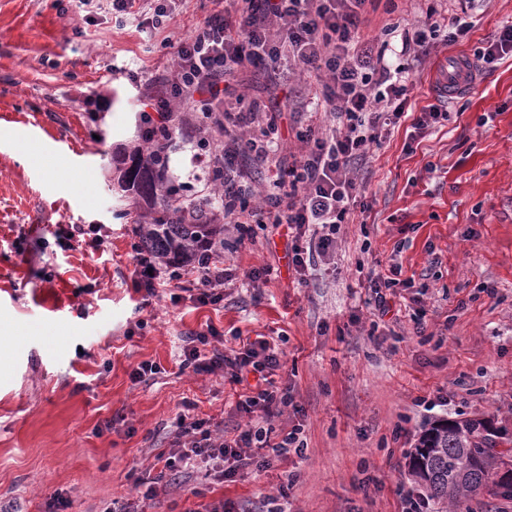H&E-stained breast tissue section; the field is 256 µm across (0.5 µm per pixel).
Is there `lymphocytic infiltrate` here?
Masks as SVG:
<instances>
[{"label":"lymphocytic infiltrate","mask_w":512,"mask_h":512,"mask_svg":"<svg viewBox=\"0 0 512 512\" xmlns=\"http://www.w3.org/2000/svg\"><path fill=\"white\" fill-rule=\"evenodd\" d=\"M214 2L217 11L192 34L172 41L169 74L145 85L141 141L147 150H159L164 133L179 128L184 109L202 113L194 137L196 160L209 178L201 196L206 210L221 213L242 242L251 240L257 224L286 229L300 277L315 268L330 270L341 226L360 194L353 166L379 144L383 130L399 122L415 77L405 65H388L375 40L362 35L369 0ZM469 29V22L430 6L423 20L403 30L402 51L418 59L427 55L436 33L446 32L447 42L454 43ZM284 64L314 77L317 84L311 99L295 103V111L312 107L340 121L336 128L309 125L299 130V156L289 166L280 160L284 142L276 113L227 105L232 94L227 77L235 69ZM244 155L254 165L247 174L238 168ZM133 275L136 291L145 298L174 283L188 300L204 306L223 302L224 284L232 278L208 256L180 273L140 252ZM222 341V333L211 325L190 333L183 339L181 364L196 374L226 375L232 383L246 385L237 408L250 422L227 439L213 419L181 414L172 446L156 456L159 477L133 480L143 499L157 498L160 477L199 464L232 479L269 466L272 458L302 452L297 431L274 443L264 427L293 403L291 387L275 379L282 367L278 350L261 337L231 352L222 349Z\"/></svg>","instance_id":"f902f5d3"}]
</instances>
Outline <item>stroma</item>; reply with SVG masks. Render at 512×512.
Returning a JSON list of instances; mask_svg holds the SVG:
<instances>
[{
    "label": "stroma",
    "instance_id": "obj_1",
    "mask_svg": "<svg viewBox=\"0 0 512 512\" xmlns=\"http://www.w3.org/2000/svg\"><path fill=\"white\" fill-rule=\"evenodd\" d=\"M426 8L375 0L363 34L390 17L417 22ZM471 15L465 37L434 42L413 63L411 111L432 103L443 62L512 24V0H476ZM143 21H116L108 0H0V333L13 341L0 354V512H47L58 492L66 512L135 499L129 470L148 473L170 448L186 403L226 432L244 425L242 386L180 365L185 334L209 324L226 347L262 336L283 351L294 400L270 421L271 438L297 427L306 449L233 482L191 472L138 512H190L195 487L235 512L280 497L290 512H399L425 427L483 416L512 433V57L450 100L435 132L412 138L403 118L358 160L363 202L341 227L335 277L301 283L285 236L260 229L240 244L228 227L225 266L269 265L277 277L258 291L227 285L217 306L172 303L166 288L146 303L131 277L139 205L117 181L124 151L141 143L127 77L166 74L173 51ZM233 83L272 108L315 91L279 70ZM26 143L41 161L22 160ZM196 151L190 127L173 132L169 174L188 199L205 179ZM72 224L101 225L103 246L53 245ZM394 264L413 285L380 317L367 273ZM141 362L158 371L136 384L129 372Z\"/></svg>",
    "mask_w": 512,
    "mask_h": 512
}]
</instances>
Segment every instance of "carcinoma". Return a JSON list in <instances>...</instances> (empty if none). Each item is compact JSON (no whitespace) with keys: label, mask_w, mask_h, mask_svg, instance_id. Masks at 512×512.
Listing matches in <instances>:
<instances>
[{"label":"carcinoma","mask_w":512,"mask_h":512,"mask_svg":"<svg viewBox=\"0 0 512 512\" xmlns=\"http://www.w3.org/2000/svg\"><path fill=\"white\" fill-rule=\"evenodd\" d=\"M130 166L120 172L122 188L147 203L138 214L139 249L165 264L194 265L203 248L224 247V225L211 224L194 201L181 195L169 177V156L134 150ZM485 421H455L450 429L436 422L419 436L410 460L419 470H408L415 483L446 512L448 501L485 492L512 499V483L500 476L504 461L512 462V440L500 433V442L483 435Z\"/></svg>","instance_id":"cac0c4a2"}]
</instances>
